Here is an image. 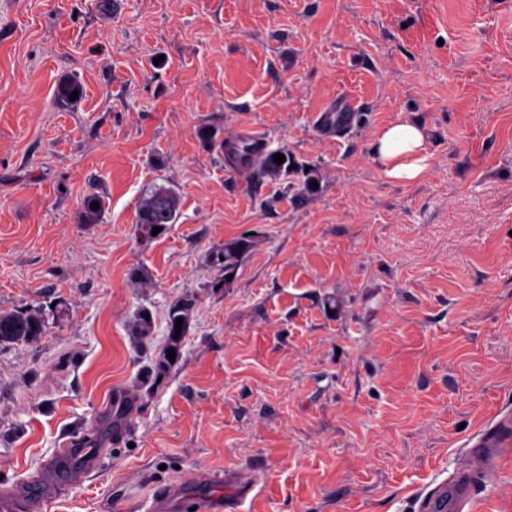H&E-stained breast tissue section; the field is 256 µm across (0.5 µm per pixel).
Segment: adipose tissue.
Listing matches in <instances>:
<instances>
[{
	"label": "adipose tissue",
	"instance_id": "1",
	"mask_svg": "<svg viewBox=\"0 0 512 512\" xmlns=\"http://www.w3.org/2000/svg\"><path fill=\"white\" fill-rule=\"evenodd\" d=\"M425 135L421 127L410 122L392 123L380 130L374 153L386 175L413 179L425 168Z\"/></svg>",
	"mask_w": 512,
	"mask_h": 512
}]
</instances>
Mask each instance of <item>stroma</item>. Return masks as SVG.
I'll return each mask as SVG.
<instances>
[{"mask_svg": "<svg viewBox=\"0 0 512 512\" xmlns=\"http://www.w3.org/2000/svg\"><path fill=\"white\" fill-rule=\"evenodd\" d=\"M65 79L83 94L62 104ZM340 95L356 120L323 133ZM397 121L425 133L413 180L375 160ZM247 127L287 175L225 164ZM159 188L176 220L137 241ZM239 238L213 288L209 253ZM19 308L46 330L0 345V489L117 431L45 512H147L254 462L241 512H418L512 407V0H0V312ZM245 248L246 244L243 240H233L225 242L223 248L209 254V264L212 267L217 268L222 273L221 277L224 276L212 283L213 288H216L217 285H220V288H223L225 284L232 280H227V275L233 274L234 277L236 270L242 261ZM220 257H223V260H220ZM197 301V297L193 294L184 295L180 300H178L174 304V306L171 308L169 312L168 336H170L171 341L170 349H175V353H177L178 342L185 332L186 321L191 311L195 308ZM177 318L183 319V322L179 336L178 338H175V322Z\"/></svg>", "mask_w": 512, "mask_h": 512, "instance_id": "1", "label": "stroma"}]
</instances>
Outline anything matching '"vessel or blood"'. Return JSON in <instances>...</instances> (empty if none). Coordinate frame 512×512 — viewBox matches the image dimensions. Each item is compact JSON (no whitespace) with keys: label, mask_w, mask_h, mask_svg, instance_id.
Masks as SVG:
<instances>
[{"label":"vessel or blood","mask_w":512,"mask_h":512,"mask_svg":"<svg viewBox=\"0 0 512 512\" xmlns=\"http://www.w3.org/2000/svg\"><path fill=\"white\" fill-rule=\"evenodd\" d=\"M356 109L354 102L339 98L336 106L326 110L320 118L322 131L330 133L348 127ZM102 439L94 443L77 442L53 458L45 469L28 479L16 491L13 498L0 502V512H43L49 501L48 490L57 486L69 487L75 476L96 465L101 455ZM512 450V412L499 413L493 423L467 445V462L450 477L431 489L421 490L419 512H464L474 500V478L482 476L492 482L498 477L501 456ZM233 483L238 491L237 499L222 500L210 493L218 482ZM258 482L255 469L232 470L217 473L206 468L192 471L182 483L169 485L155 491L149 512H175L184 499L186 489H193L198 512H236L238 499L246 498Z\"/></svg>","instance_id":"1"}]
</instances>
